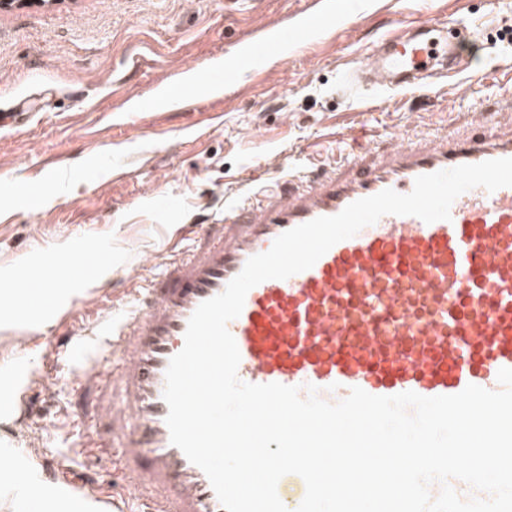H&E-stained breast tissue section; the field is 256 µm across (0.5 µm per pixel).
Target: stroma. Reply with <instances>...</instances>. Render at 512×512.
<instances>
[{"instance_id":"stroma-1","label":"stroma","mask_w":512,"mask_h":512,"mask_svg":"<svg viewBox=\"0 0 512 512\" xmlns=\"http://www.w3.org/2000/svg\"><path fill=\"white\" fill-rule=\"evenodd\" d=\"M344 0H63L51 8L0 12V366L29 362L34 379L24 419L0 409V451L54 486L84 478L90 499L121 512L130 494L120 470L77 448L100 418L104 386L79 379L56 339L122 305L188 248L189 225L223 218L237 197L257 199L305 162L334 163L335 145L366 130L377 144L465 124L496 110L512 81V0H361L336 30L289 48L260 82L154 112L129 106L190 68L218 62L260 26ZM463 21L458 50L469 67L405 92L350 100L344 71L391 21L425 12ZM58 172L61 192L40 209H19L27 184ZM179 203L161 212L159 195ZM103 239L112 264L89 285H61L53 321L7 327L17 279L42 278L39 258L69 261L78 238Z\"/></svg>"}]
</instances>
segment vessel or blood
<instances>
[{
    "mask_svg": "<svg viewBox=\"0 0 512 512\" xmlns=\"http://www.w3.org/2000/svg\"><path fill=\"white\" fill-rule=\"evenodd\" d=\"M335 25L334 11L307 10L296 24L247 38L217 69L166 84L162 95L175 103L244 78L258 81L266 60ZM458 57L452 23L427 15L386 33L347 70L346 82L356 94L405 90L448 76ZM509 157L512 122L483 114L460 130L369 145L334 164L305 168L289 178L287 191L225 209L216 232H201L189 254L169 262L149 287L132 291L123 310L95 321L110 340L87 373L112 386L110 430L122 440L123 477L134 491L125 512H224L205 473L172 445L163 391L190 317L250 257L268 251L285 231L356 200L385 189L410 193L418 176ZM107 260L102 254L77 262L64 276L93 282ZM59 305L58 295H31L17 321L28 324L34 312L52 319ZM228 330L240 352L241 381L311 384L330 403L354 387L425 397L454 395L470 384L499 390L498 371L512 368V187L473 188L455 199L449 219L430 224L383 216L310 269L253 287ZM277 494L296 512L306 484L285 475Z\"/></svg>",
    "mask_w": 512,
    "mask_h": 512,
    "instance_id": "vessel-or-blood-1",
    "label": "vessel or blood"
}]
</instances>
